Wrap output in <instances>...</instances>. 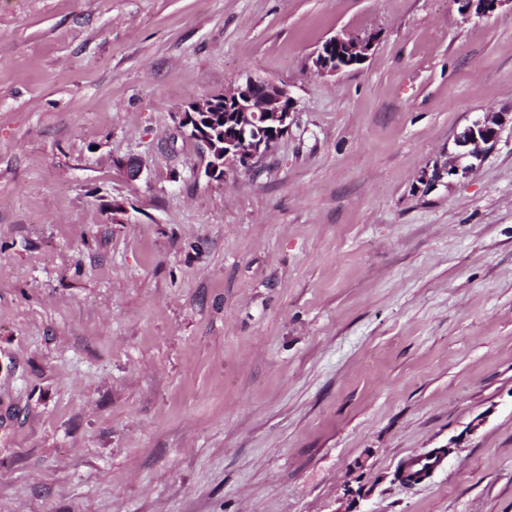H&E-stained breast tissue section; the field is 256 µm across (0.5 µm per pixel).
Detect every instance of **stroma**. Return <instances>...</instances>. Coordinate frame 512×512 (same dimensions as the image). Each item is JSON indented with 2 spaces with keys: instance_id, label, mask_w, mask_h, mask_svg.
I'll list each match as a JSON object with an SVG mask.
<instances>
[{
  "instance_id": "obj_1",
  "label": "stroma",
  "mask_w": 512,
  "mask_h": 512,
  "mask_svg": "<svg viewBox=\"0 0 512 512\" xmlns=\"http://www.w3.org/2000/svg\"><path fill=\"white\" fill-rule=\"evenodd\" d=\"M250 76L295 123L208 178ZM501 111L512 0H0V512H512V122L419 181ZM374 38L358 37V36H333L327 39L322 46L317 50L316 56L313 59V65L316 70L322 74H336L341 71L340 65L343 69L350 67V63L345 61L341 54L336 49V58L338 63L333 65L326 57L324 46L328 48L336 46V44L343 45L345 48L346 59H352L355 63H362L365 61L372 50ZM503 113L497 114L490 119L478 121L467 127L456 140V146L459 149L457 157L459 159L469 156H477L481 144H489L494 141L498 129L496 127L504 122ZM490 129L493 135H488ZM483 137V138H481Z\"/></svg>"
}]
</instances>
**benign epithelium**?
Instances as JSON below:
<instances>
[{"label":"benign epithelium","mask_w":512,"mask_h":512,"mask_svg":"<svg viewBox=\"0 0 512 512\" xmlns=\"http://www.w3.org/2000/svg\"><path fill=\"white\" fill-rule=\"evenodd\" d=\"M336 44L345 48L346 58L357 63L365 61L373 47L371 37L333 36L324 42L313 59L316 70L322 74H336L341 68L333 65L326 57L324 47ZM224 103L235 105L240 111L238 133L232 139L219 143L206 129L216 125L213 113L218 111L216 100L206 98L190 105L184 112L182 127L187 133L195 134L208 151L205 174L217 178L224 167L233 164L248 169L253 160L267 151L288 133L295 120V102L288 89L273 81L249 77L223 94ZM504 122V115L473 123L456 140L459 149L457 157L462 159L478 154L483 144L494 141L498 126Z\"/></svg>","instance_id":"7a95c632"}]
</instances>
